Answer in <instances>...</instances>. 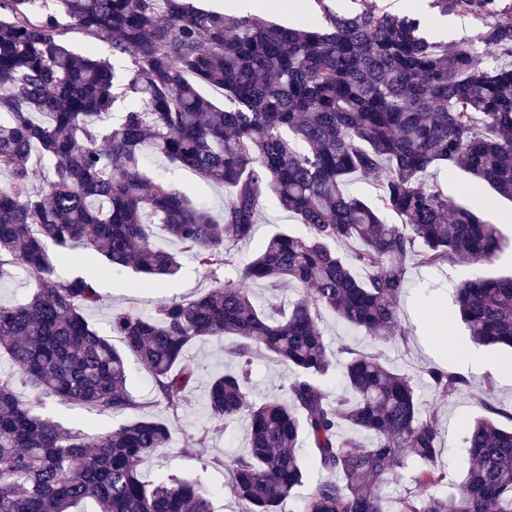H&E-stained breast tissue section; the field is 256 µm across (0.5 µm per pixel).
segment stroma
<instances>
[{"label": "stroma", "mask_w": 512, "mask_h": 512, "mask_svg": "<svg viewBox=\"0 0 512 512\" xmlns=\"http://www.w3.org/2000/svg\"><path fill=\"white\" fill-rule=\"evenodd\" d=\"M147 168L160 174L172 188L192 198L204 200L213 212H221L230 195L229 189L210 187L189 170L161 158L151 159ZM438 181L448 194L459 203L476 207L485 219L498 225L502 234L511 242L493 265L487 266V274L498 276L512 273V201L497 196L487 185L459 173L448 175L440 172ZM290 215L276 201H269L250 241L235 244L233 251L240 260H248L258 253L273 234L283 231L301 232ZM104 260L96 255L74 251L57 256V276L68 279L88 271H98L97 288L101 294L99 306L90 312L89 318L104 337H111V319L114 311L131 306L147 312L157 304L171 300H192L214 287L216 281L234 278L235 272L222 268L210 272L198 267L190 259H182L180 271L166 280L163 287L136 293L131 289L138 276L124 270L110 272L104 268ZM476 270L471 263H454L442 269L430 271L410 266L407 272L408 288L400 301V336L383 344L388 362L422 378L426 369L439 367L452 369L464 375L469 385L453 397H442L430 389H422L423 399L435 408L441 432V461L454 475H462L467 459L460 446L464 426L475 417L484 415L486 406H494L512 414V350L506 348L474 347L468 354H459L457 344L467 342L468 331L458 321L440 327L428 319L432 307L454 311V289L464 278ZM227 339L197 344L191 355L197 367V382L193 391L194 406L182 414L174 425L169 448L162 454L147 459L141 469L145 480L160 476L198 478L213 491L215 512H238V504L230 493L228 474L223 463L229 456L244 453L248 433L240 421L227 422L220 430H213L205 409V388L209 380L223 372L229 359L224 354ZM494 381V388H487V381ZM45 412L64 426H78L88 437H96L117 429L132 419V412L100 413L75 407L60 401L50 402ZM206 436V447L196 444L199 436Z\"/></svg>", "instance_id": "35a3bbf8"}]
</instances>
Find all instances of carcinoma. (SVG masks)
Masks as SVG:
<instances>
[{
	"label": "carcinoma",
	"mask_w": 512,
	"mask_h": 512,
	"mask_svg": "<svg viewBox=\"0 0 512 512\" xmlns=\"http://www.w3.org/2000/svg\"><path fill=\"white\" fill-rule=\"evenodd\" d=\"M354 3L339 13L310 0L322 24L308 28L235 20L187 0H0V278L19 268L36 285L26 303L0 305V353L21 380L0 381V512H73L83 502L93 512H214L200 479L148 484L141 467L170 447L191 405L189 349L226 334L238 367L214 377L205 400L212 423L248 424V448L228 464L239 512H512V427L493 407L463 430L468 467L456 482L437 464V416L413 379L379 348L345 346L338 359L318 325L326 311L386 341L398 335L408 265L490 264L502 252L498 225L428 176L445 166L512 200V0H431L443 15L482 19V54L432 40L418 17ZM56 4L133 69L121 77L107 60L72 52ZM205 86L224 90L230 106ZM120 99L129 104L111 126ZM147 148L231 188L222 215L147 176ZM35 151L51 170L31 166ZM353 179L379 180L382 193L365 201L347 189ZM270 199L304 231L279 232L240 262L226 243L249 239ZM156 226L177 250L156 242ZM51 244L152 280L175 275L184 254L236 278L147 314L113 312L122 351L87 317L100 302L95 277L59 278ZM254 283L303 292L260 310ZM456 312L473 343L512 348V275L463 281ZM127 351L170 417L144 413L90 442L44 413L55 399L141 409ZM256 352L288 367L287 397L250 398ZM337 375L350 395L333 400L325 382ZM428 378L440 396L468 386L442 368ZM305 448L321 470L315 480ZM409 455L421 461L425 496L390 511L384 488Z\"/></svg>",
	"instance_id": "carcinoma-1"
}]
</instances>
